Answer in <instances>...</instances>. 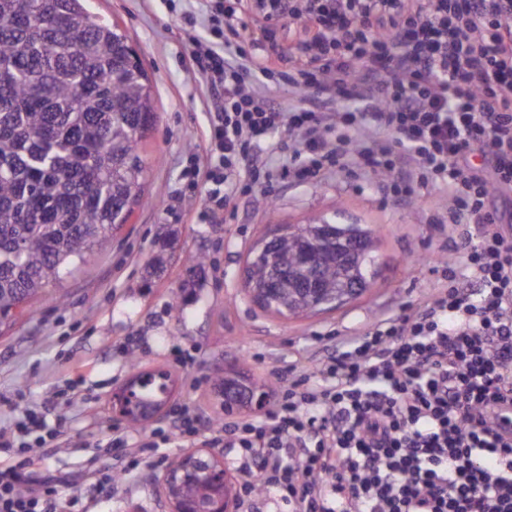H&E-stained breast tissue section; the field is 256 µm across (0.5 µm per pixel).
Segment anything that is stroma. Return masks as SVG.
Returning <instances> with one entry per match:
<instances>
[{
    "instance_id": "stroma-1",
    "label": "stroma",
    "mask_w": 512,
    "mask_h": 512,
    "mask_svg": "<svg viewBox=\"0 0 512 512\" xmlns=\"http://www.w3.org/2000/svg\"><path fill=\"white\" fill-rule=\"evenodd\" d=\"M90 9L127 34L147 72L154 124L141 144L148 168L143 199L122 230L97 246L49 295L24 314L0 323V419L46 398L49 416L67 419L69 445L47 458L49 470L68 474L72 491L92 512H168L161 470L144 471L130 486L92 496L83 484L86 463L115 466L102 448L112 431L133 437L165 427L171 409L188 394L187 375L201 381L199 400L222 415L227 368L273 384L277 367L315 369L320 358L360 327L401 313L437 286L454 243L438 221L445 200L423 190L418 204L399 205L367 179L337 175L313 184L286 183L270 206L241 201L219 224H190L182 215L203 208L205 189L183 178L208 122L205 88L184 69L185 42L176 28L188 0H88ZM368 224L383 262L373 288L340 308L304 318L261 309L241 286L250 250L278 226L310 217ZM207 256L193 268L188 254ZM86 356L96 371L75 386L60 374L71 357ZM170 376L159 412L146 422L118 420L112 396L142 370Z\"/></svg>"
}]
</instances>
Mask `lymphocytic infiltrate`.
Returning <instances> with one entry per match:
<instances>
[{"instance_id":"1","label":"lymphocytic infiltrate","mask_w":512,"mask_h":512,"mask_svg":"<svg viewBox=\"0 0 512 512\" xmlns=\"http://www.w3.org/2000/svg\"><path fill=\"white\" fill-rule=\"evenodd\" d=\"M179 31L192 74L214 93L206 155L186 176L209 188L198 218L241 197L270 201L284 182L374 178L395 202L445 192L458 227L447 284L364 329L249 419L176 406L157 438L119 434L123 463L97 477L111 494L161 445L235 452L245 496L289 512H512V0H203ZM299 30L283 48L279 28ZM290 87L306 98L282 108ZM285 133L282 164L263 161ZM64 427L27 413L0 427V512H74L67 478L45 460Z\"/></svg>"}]
</instances>
